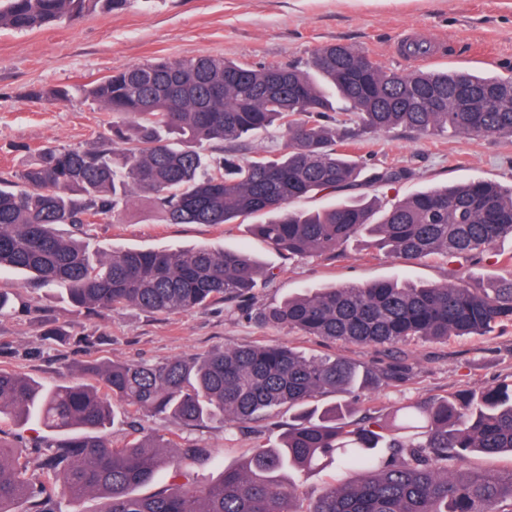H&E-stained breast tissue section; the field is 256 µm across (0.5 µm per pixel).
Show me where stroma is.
<instances>
[{
    "instance_id": "35a3bbf8",
    "label": "stroma",
    "mask_w": 512,
    "mask_h": 512,
    "mask_svg": "<svg viewBox=\"0 0 512 512\" xmlns=\"http://www.w3.org/2000/svg\"><path fill=\"white\" fill-rule=\"evenodd\" d=\"M413 31L447 41L434 69L469 68L497 75L502 67L512 66V0H133L125 10L96 12L76 22H55L32 31L1 29L0 172L22 170L32 149H93L110 119L99 103L81 94L65 103L35 101L26 96L30 87L78 86L127 67L201 55L253 65L303 61L329 44L351 46L388 68L405 70L409 63L398 54L397 45ZM359 151L371 154L375 163L416 170L411 181L373 191L382 205L477 177L512 186V144L497 139L450 132L420 136L397 129L363 134ZM265 220V215H253L248 224ZM248 224H170L142 194L114 217L89 225L87 232L91 245L107 253L200 244L248 249L278 272L257 288L260 308L331 285L400 278L429 284L463 281L481 288L512 276L509 238L498 243L497 259L467 268L440 257L404 261L368 248L361 238L341 246L332 258L291 260L252 236ZM0 289L19 293L27 303L25 309L0 316V344L9 348L5 364L45 384L82 381L78 365L87 359L159 363L253 344H286L309 355L342 356L379 370L392 357L404 358L412 366L405 383L380 385L358 402L385 417L410 402L512 381V324L484 336L415 338L393 354L267 327L231 304L167 316L129 307L97 317L75 307L62 289L34 287L14 273L0 274ZM49 326L70 330V339H48L44 330ZM88 335L98 337V344H82ZM292 416L288 408L278 409L253 422L247 433L229 418L180 430L173 422L162 423L153 414L134 410L117 414L105 433L120 447L131 437V418L148 430H179L185 442L209 451L205 461L182 463L196 485L206 486L218 480L224 467L238 464L256 442L278 443Z\"/></svg>"
}]
</instances>
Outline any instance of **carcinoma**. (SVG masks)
Wrapping results in <instances>:
<instances>
[{
  "instance_id": "carcinoma-1",
  "label": "carcinoma",
  "mask_w": 512,
  "mask_h": 512,
  "mask_svg": "<svg viewBox=\"0 0 512 512\" xmlns=\"http://www.w3.org/2000/svg\"><path fill=\"white\" fill-rule=\"evenodd\" d=\"M130 0H0V29L27 31ZM349 102L357 127L332 123L322 83ZM117 117L95 150L45 147L13 178H0V271L34 284L66 286L72 304L92 315L128 306L170 315L234 302L249 309L262 280L275 273L244 251L91 249L90 218L108 217L138 193L154 196L170 224H233L259 213L273 218L249 232L290 258L336 254L349 239L405 261L443 256L480 262L512 238V188L481 178L421 191L378 206L368 191L412 179L415 170L369 162L347 146L360 131L408 129L432 136L452 130L512 142V68L482 77L390 70L342 44L318 49L303 65H250L212 56L158 60L82 87ZM64 86L33 88L31 100L66 102ZM273 129L282 147L240 152ZM220 157L211 159L205 148ZM360 191L313 211L290 204L320 193ZM69 226L67 234L62 227ZM259 320L308 336L365 347H395L414 337L484 335L512 324V277L486 288L464 283L385 280L319 288L263 307ZM93 385H45L0 367V417L37 413L51 438L22 458L0 440V512H57L56 494L95 492L106 512H512V470L465 472L473 453L512 454V383L410 403L389 421L328 394L352 396L384 379L410 374L402 359L382 372L344 357L306 355L284 345L225 348L165 363L88 360ZM124 404L184 427L230 417L249 423L286 407L294 411L280 442L258 444L219 480L197 487L183 459L208 456L161 428L116 448L102 430ZM337 474L303 506L288 470ZM164 469L176 482L135 496Z\"/></svg>"
}]
</instances>
